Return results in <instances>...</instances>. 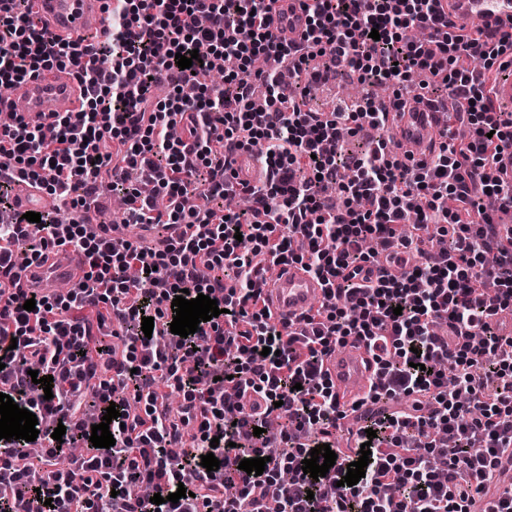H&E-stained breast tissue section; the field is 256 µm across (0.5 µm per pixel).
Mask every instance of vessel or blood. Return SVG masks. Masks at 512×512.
<instances>
[{
	"mask_svg": "<svg viewBox=\"0 0 512 512\" xmlns=\"http://www.w3.org/2000/svg\"><path fill=\"white\" fill-rule=\"evenodd\" d=\"M35 10L55 41L68 43L94 35L105 37L111 26L106 0H35ZM274 17L277 34L284 40L300 38L306 16L298 0H278ZM444 10L456 28L470 39L484 41L487 37L512 36V0H446ZM81 89L67 70H46L38 77L14 86L9 97L0 99V112L21 109L24 116L39 115L50 121L52 113L74 112L80 106ZM448 126L447 113L430 103H410L391 115L392 145L403 159L421 160L430 152L434 135ZM233 170L237 180L259 183L260 175L250 150L239 151ZM16 201L25 208L50 211L57 207L56 197L46 194L25 180L13 185ZM84 274V258L71 253L60 272L32 267L30 275L21 280V288L38 287L44 294L54 291L56 276L75 282ZM263 292L276 319L296 321L322 299L324 288L297 263L279 265L276 275L266 280ZM324 369L336 385L337 401L343 410L365 397L374 381L373 361L366 347L349 341L343 350L333 352ZM512 488V454L504 453L497 476L476 493L472 512H490L501 494Z\"/></svg>",
	"mask_w": 512,
	"mask_h": 512,
	"instance_id": "1",
	"label": "vessel or blood"
}]
</instances>
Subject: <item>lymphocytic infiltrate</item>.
<instances>
[{
	"mask_svg": "<svg viewBox=\"0 0 512 512\" xmlns=\"http://www.w3.org/2000/svg\"><path fill=\"white\" fill-rule=\"evenodd\" d=\"M274 3L115 0L111 36L94 44L56 42L33 23L32 0H0V86L71 67L83 88L79 111L51 125L20 117L0 127V392L39 430L32 443L0 439L6 512H471L512 447V335L494 320L512 311V236L498 216L512 185L491 176L512 148V113L491 98L512 67V39L468 41L441 0H300L306 30L287 43L272 29ZM182 50L199 62L180 69ZM259 56L268 67L256 73ZM227 58L237 69L223 86L182 96L194 74ZM340 72L362 96L327 114L308 109V95ZM158 85L167 98H152ZM383 85L399 108L425 92L455 99L465 136L426 160L399 159ZM184 114L189 125L170 138ZM366 127L378 133L372 146L344 156L341 130ZM252 147L266 181L230 185L236 154ZM22 178L70 202L76 218L27 221L12 200ZM102 191L127 199V223L180 224L181 237L152 245L93 234L87 213ZM437 237L446 245L402 277L368 266L365 241ZM62 247L84 255L80 282L51 296L18 289L27 268ZM286 263L325 286L295 326L274 321L261 288L267 267ZM184 290L221 310L185 338L170 331ZM114 320L119 353L103 334ZM351 340L371 350L379 388L356 430L370 462L349 487L346 462L319 479L302 462L336 435L343 414L323 367ZM36 375L52 377V399ZM169 389L182 394L178 410L161 404ZM398 397L406 408L393 409ZM89 404L100 417L119 410L114 446L91 443ZM78 442L83 453L67 458ZM207 453L219 469L202 467ZM255 457L267 460L262 475L240 470ZM133 484L164 503L130 496ZM181 485L187 497L169 503Z\"/></svg>",
	"mask_w": 512,
	"mask_h": 512,
	"instance_id": "lymphocytic-infiltrate-1",
	"label": "lymphocytic infiltrate"
}]
</instances>
